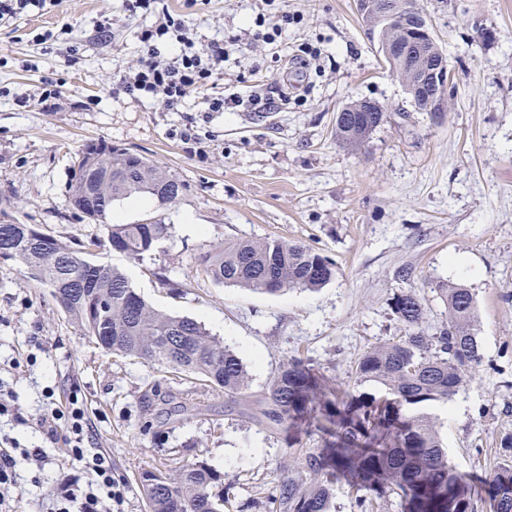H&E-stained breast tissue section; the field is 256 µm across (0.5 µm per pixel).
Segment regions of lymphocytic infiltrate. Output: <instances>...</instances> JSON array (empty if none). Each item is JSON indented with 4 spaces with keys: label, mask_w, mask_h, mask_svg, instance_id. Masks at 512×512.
<instances>
[{
    "label": "lymphocytic infiltrate",
    "mask_w": 512,
    "mask_h": 512,
    "mask_svg": "<svg viewBox=\"0 0 512 512\" xmlns=\"http://www.w3.org/2000/svg\"><path fill=\"white\" fill-rule=\"evenodd\" d=\"M125 7L133 14L155 15L156 20L141 29L138 39L146 57L132 74L120 78V91L149 95L171 109L177 108L191 92L201 91L205 94L204 111L220 112L230 107V99L212 91V77L227 54L223 43L214 41L198 49L191 47L180 14L170 12L162 0H126ZM168 35L174 36L183 49L172 59L164 60L158 55L156 43ZM38 427L47 442L65 437L72 456L85 473L83 479L64 478L55 483L54 512H123L126 487L113 474L110 457L84 446L87 418L83 408L73 402L63 411L51 409L39 419ZM45 458L40 448H0V512H15L14 506L6 502L5 490L16 484L21 470H41Z\"/></svg>",
    "instance_id": "lymphocytic-infiltrate-1"
}]
</instances>
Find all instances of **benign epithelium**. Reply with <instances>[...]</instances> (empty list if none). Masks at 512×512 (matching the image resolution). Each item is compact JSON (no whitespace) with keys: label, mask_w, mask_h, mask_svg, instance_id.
Instances as JSON below:
<instances>
[{"label":"benign epithelium","mask_w":512,"mask_h":512,"mask_svg":"<svg viewBox=\"0 0 512 512\" xmlns=\"http://www.w3.org/2000/svg\"><path fill=\"white\" fill-rule=\"evenodd\" d=\"M357 4L359 13L364 17L376 20L383 17L396 22L418 37L419 44L429 45L418 65L411 69L405 89L414 105L423 102L428 112L442 111L443 91L448 85V64L445 54L436 47L428 18L413 5L412 0H357ZM379 50L392 66L405 64L408 47L400 42L385 40L380 43Z\"/></svg>","instance_id":"1"}]
</instances>
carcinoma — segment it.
<instances>
[{"mask_svg":"<svg viewBox=\"0 0 512 512\" xmlns=\"http://www.w3.org/2000/svg\"><path fill=\"white\" fill-rule=\"evenodd\" d=\"M385 119L383 112H349L336 123V138L349 146L363 143ZM185 189L179 177L147 157L105 142H87L77 152L75 174L67 193L73 214L102 224L110 247L133 261L142 260L169 235L161 220L112 224V204L148 195L166 205ZM74 249L58 241L45 250L19 230L0 223V246H9L29 278L50 295L92 340L102 339L108 352L135 357L173 373H188L230 398L249 389L245 367L236 352L210 336L197 320L153 308L118 267L85 257L87 246ZM205 277L253 292L275 294L291 289L315 290L335 276L332 261L310 247L281 239L226 241L198 257ZM448 320L431 336L422 330L427 310L412 291L397 293L393 312L405 333L369 348L352 372L354 384L375 382L385 397L366 393L336 394L324 375L307 361L289 358L257 399L261 415L275 429L307 424L306 433L322 445L288 444L292 456L272 492L276 512H335L336 473L350 478L356 491L392 492L405 512H472L461 476L448 465V454L424 405H445L465 377L481 362L476 305L461 285L440 289ZM111 305L110 318L90 314L95 302ZM140 484L148 512H224V496L212 485L224 477L202 461L186 462ZM492 512H512V467L492 478Z\"/></svg>","mask_w":512,"mask_h":512,"instance_id":"cac0c4a2","label":"carcinoma"}]
</instances>
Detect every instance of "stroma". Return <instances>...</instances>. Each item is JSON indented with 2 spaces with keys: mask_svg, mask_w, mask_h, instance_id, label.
Masks as SVG:
<instances>
[{
  "mask_svg": "<svg viewBox=\"0 0 512 512\" xmlns=\"http://www.w3.org/2000/svg\"><path fill=\"white\" fill-rule=\"evenodd\" d=\"M447 57L451 81L440 112L418 110L370 38L355 0H286L302 14L274 44L229 46L216 91L242 98L225 112H203L188 96L172 111L152 98L118 92L121 76L145 52L138 31L153 16L127 15L121 0H61L0 24V217L37 224L72 244L105 237L98 223L66 207L76 151L105 140L176 174L181 200L150 196L114 204L112 221L155 218L170 235L143 261L101 248L93 261L121 268L153 307L202 322L234 349L263 393L288 358L308 360L339 393L371 345L404 333L394 294L414 291L427 308L426 333L446 321L440 290L469 288L477 306L482 361L454 396L457 413L439 418L448 462L466 478L474 512H490L489 483L512 465L501 446L512 435V0H414ZM182 14L195 45L243 35L265 0H198ZM111 14L109 41L94 37ZM70 27L71 37L60 36ZM493 38H478V28ZM58 38L42 46L35 34ZM80 58L69 61L71 41ZM322 55L299 70V47ZM261 81L287 104L250 101ZM50 98H43V91ZM361 100L386 117L357 147L336 138V111ZM280 238L327 256L336 274L315 291L261 294L203 276L198 256L229 240ZM407 279H399L401 270ZM183 286L175 293L167 281ZM158 366L106 353L28 277L0 260V383L28 418L0 416V437L44 446L39 482L23 474L18 512H51L47 491L60 474L81 475L65 441L45 443L36 421L49 405L78 399L89 423L88 448L107 453L126 485L125 512H147L138 477L202 460L223 474L214 493L228 512H269L283 476L288 435L271 430L256 406L232 400L191 378L144 417L139 399L160 378Z\"/></svg>",
  "mask_w": 512,
  "mask_h": 512,
  "instance_id": "obj_1",
  "label": "stroma"
}]
</instances>
